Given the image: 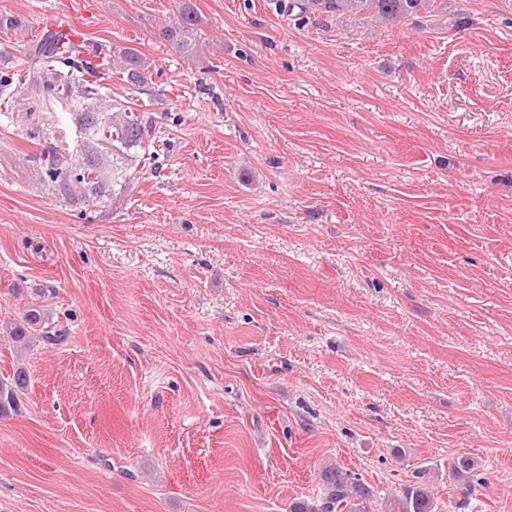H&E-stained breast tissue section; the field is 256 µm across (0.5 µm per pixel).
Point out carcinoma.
<instances>
[{
    "label": "carcinoma",
    "mask_w": 512,
    "mask_h": 512,
    "mask_svg": "<svg viewBox=\"0 0 512 512\" xmlns=\"http://www.w3.org/2000/svg\"><path fill=\"white\" fill-rule=\"evenodd\" d=\"M436 0H278L279 9L296 15L299 20L313 16L341 17L361 14L375 21H395L429 12ZM197 16L190 6L179 8L177 20L159 31V38L180 53L195 49ZM63 34L45 29L31 40L30 55L40 68L53 75L49 89L63 101L60 113L77 132L75 152L62 158H42L45 175L51 183L74 182L92 206L108 211L123 201L129 182L128 170L133 155L146 150L150 126L130 107L102 111L104 89L108 82L134 81L148 83L145 72L149 63L132 47L92 50L80 56L71 43L62 42ZM28 82L21 74L0 75V112L13 111L16 96ZM98 152L105 166H90L83 154ZM38 333L50 344L64 340L66 330L54 325L44 309L29 306L20 322L14 324L10 338L28 349L33 334ZM29 376L25 364L16 361L12 374L0 377V417L20 409V397L26 390ZM479 466L470 456L460 455L450 463L449 476L462 486L464 496L472 495L483 483ZM438 512L433 494L424 485H410L382 501L358 474L339 465H328L320 474V490L309 501L293 503L291 512Z\"/></svg>",
    "instance_id": "1"
}]
</instances>
